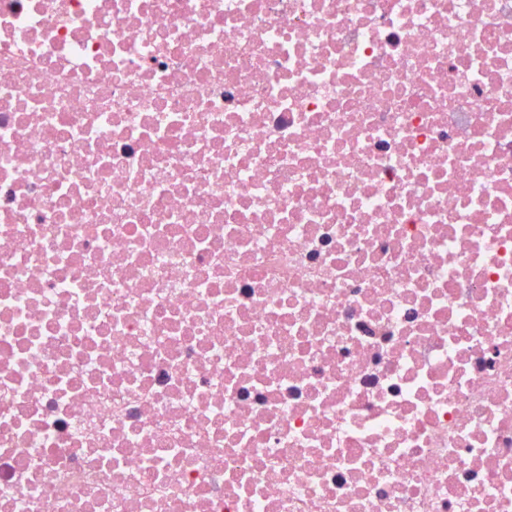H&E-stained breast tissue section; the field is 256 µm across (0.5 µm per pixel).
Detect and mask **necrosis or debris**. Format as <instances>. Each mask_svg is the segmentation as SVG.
<instances>
[{
    "label": "necrosis or debris",
    "instance_id": "1",
    "mask_svg": "<svg viewBox=\"0 0 512 512\" xmlns=\"http://www.w3.org/2000/svg\"><path fill=\"white\" fill-rule=\"evenodd\" d=\"M0 512H512V0H0Z\"/></svg>",
    "mask_w": 512,
    "mask_h": 512
}]
</instances>
